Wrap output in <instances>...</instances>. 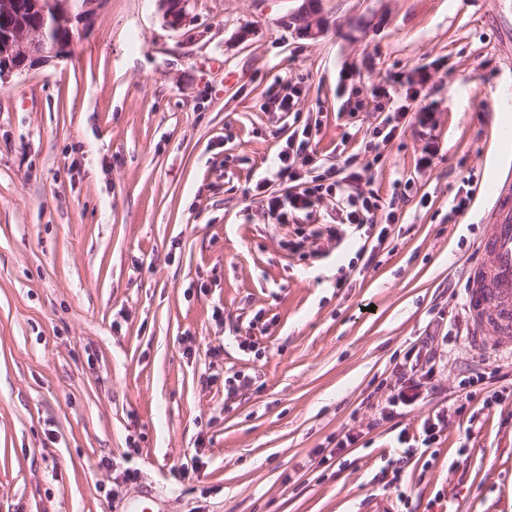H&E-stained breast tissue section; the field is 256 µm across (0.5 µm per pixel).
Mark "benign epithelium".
I'll list each match as a JSON object with an SVG mask.
<instances>
[{
    "mask_svg": "<svg viewBox=\"0 0 512 512\" xmlns=\"http://www.w3.org/2000/svg\"><path fill=\"white\" fill-rule=\"evenodd\" d=\"M172 28L182 25L189 0H159ZM317 0H302L294 14L299 28L311 30L309 17ZM102 0H0V80L69 51L68 36L86 28Z\"/></svg>",
    "mask_w": 512,
    "mask_h": 512,
    "instance_id": "1",
    "label": "benign epithelium"
}]
</instances>
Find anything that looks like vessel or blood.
<instances>
[{"label": "vessel or blood", "instance_id": "b4317fda", "mask_svg": "<svg viewBox=\"0 0 512 512\" xmlns=\"http://www.w3.org/2000/svg\"><path fill=\"white\" fill-rule=\"evenodd\" d=\"M485 264L469 275L466 307L475 343L512 342V196L500 192L487 235L479 243Z\"/></svg>", "mask_w": 512, "mask_h": 512}]
</instances>
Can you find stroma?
Instances as JSON below:
<instances>
[{
  "instance_id": "35a3bbf8",
  "label": "stroma",
  "mask_w": 512,
  "mask_h": 512,
  "mask_svg": "<svg viewBox=\"0 0 512 512\" xmlns=\"http://www.w3.org/2000/svg\"><path fill=\"white\" fill-rule=\"evenodd\" d=\"M298 6L190 0L173 30L157 0H103L66 56L0 81V512H394L374 477L399 444L371 406L442 310L460 338L398 418L415 442L447 412L403 468L407 510L512 512V398L459 399L512 364L472 343L465 302L512 175V0H319L315 36ZM375 85L415 88L428 121L383 142ZM307 123L395 203L369 265L350 226L300 258L303 216L243 197ZM237 372L254 383L230 398Z\"/></svg>"
}]
</instances>
